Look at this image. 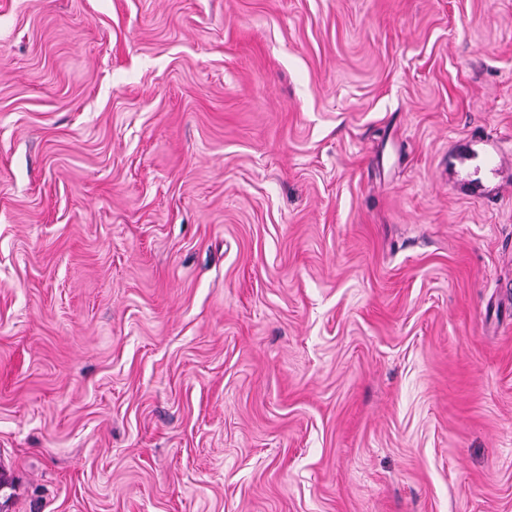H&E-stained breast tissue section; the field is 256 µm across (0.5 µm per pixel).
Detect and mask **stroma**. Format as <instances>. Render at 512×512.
Listing matches in <instances>:
<instances>
[{"instance_id":"obj_1","label":"stroma","mask_w":512,"mask_h":512,"mask_svg":"<svg viewBox=\"0 0 512 512\" xmlns=\"http://www.w3.org/2000/svg\"><path fill=\"white\" fill-rule=\"evenodd\" d=\"M0 474L512 512V0H0Z\"/></svg>"}]
</instances>
